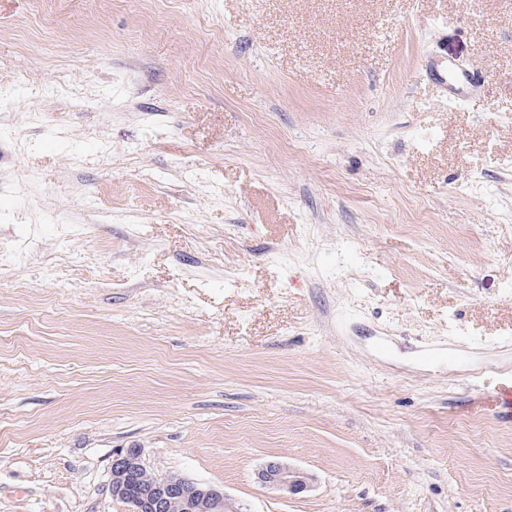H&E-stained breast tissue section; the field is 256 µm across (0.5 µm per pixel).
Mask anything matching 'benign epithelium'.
<instances>
[{
    "instance_id": "benign-epithelium-1",
    "label": "benign epithelium",
    "mask_w": 512,
    "mask_h": 512,
    "mask_svg": "<svg viewBox=\"0 0 512 512\" xmlns=\"http://www.w3.org/2000/svg\"><path fill=\"white\" fill-rule=\"evenodd\" d=\"M143 467L137 448H120L112 458L109 491L114 498L125 494L134 473ZM258 482L269 488L297 493L308 488L312 475L284 461H269L257 472ZM169 497L183 501L186 512H226L224 493L179 476L158 478L142 497L129 500L132 512H159Z\"/></svg>"
}]
</instances>
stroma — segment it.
Here are the masks:
<instances>
[{"mask_svg": "<svg viewBox=\"0 0 512 512\" xmlns=\"http://www.w3.org/2000/svg\"><path fill=\"white\" fill-rule=\"evenodd\" d=\"M511 378L512 0H0V512H512ZM444 62L435 61L429 67V74L441 89L448 93V101H457L474 92L479 79L474 74L460 71L454 80H448ZM140 451L137 448H120L112 458L109 491L113 498H121L125 493L129 497H140L149 487L155 486L142 497L130 499L132 512H160L169 497L183 501L186 512H224L228 511L224 492L179 476L158 477L147 469H142L136 479L130 483L134 473L143 468ZM128 485V490L125 492ZM258 482L269 488L297 493L308 488L312 475L284 461L267 462L257 472Z\"/></svg>", "mask_w": 512, "mask_h": 512, "instance_id": "1", "label": "stroma"}]
</instances>
